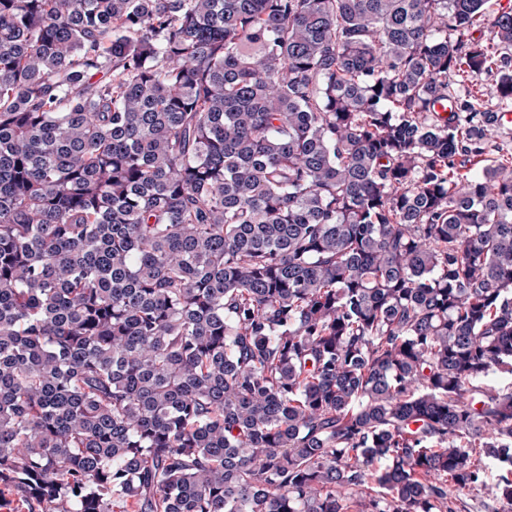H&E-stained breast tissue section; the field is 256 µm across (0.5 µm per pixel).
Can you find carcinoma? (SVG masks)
<instances>
[{"label": "carcinoma", "mask_w": 512, "mask_h": 512, "mask_svg": "<svg viewBox=\"0 0 512 512\" xmlns=\"http://www.w3.org/2000/svg\"><path fill=\"white\" fill-rule=\"evenodd\" d=\"M487 2L0 0V493L512 512Z\"/></svg>", "instance_id": "carcinoma-1"}]
</instances>
